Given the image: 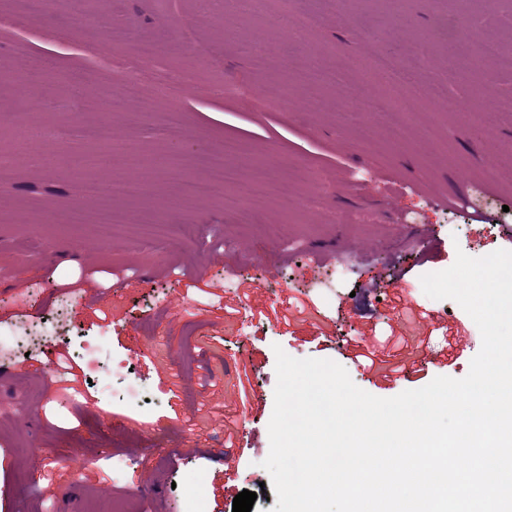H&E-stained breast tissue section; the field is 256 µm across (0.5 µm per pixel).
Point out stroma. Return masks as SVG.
I'll return each mask as SVG.
<instances>
[{
  "label": "stroma",
  "instance_id": "1",
  "mask_svg": "<svg viewBox=\"0 0 512 512\" xmlns=\"http://www.w3.org/2000/svg\"><path fill=\"white\" fill-rule=\"evenodd\" d=\"M84 0L73 12L54 0L40 20L0 27V60H42L36 82L0 75V331L21 318L51 323L61 287L83 298L66 341L97 342L104 362L131 359L125 385L106 388L78 365L73 389L48 384L46 368L14 362L0 378V512H232L234 497L255 492L251 512H272L277 496L262 463L270 450L275 347L291 357L330 359L353 383L388 398L433 378L464 377L481 334L453 300L423 292V274L449 268L457 252L480 258L512 250V10L476 0L466 24L473 39L500 53L476 108L481 134L467 129L464 98L437 44L454 0ZM317 22L290 61L280 59L298 16ZM126 30L113 45L107 31ZM410 57L415 111L388 109L362 131L356 96L383 97L358 61ZM321 67L332 81L313 82ZM177 67L185 83L136 107L123 84ZM406 68V67H405ZM80 71L81 85L69 76ZM294 91L268 104L283 85ZM445 87L439 104L428 90ZM110 121L122 152L85 126ZM405 127L404 141L389 137ZM239 150L233 159L249 204L227 203L215 188L204 201L187 192L206 179L197 159ZM24 164H16L17 156ZM147 178L131 198L106 195L128 177L127 157ZM499 161L491 185L482 173ZM479 188L485 205L462 209L457 193ZM82 207L161 216L186 227L174 241L113 235L72 225ZM278 228L268 237L250 208ZM350 214V229L336 218ZM38 288L14 301V275ZM465 343L448 352L445 339ZM405 342L403 371L384 375L359 357L387 337ZM145 388L146 405L125 386ZM79 449L83 464L61 466Z\"/></svg>",
  "mask_w": 512,
  "mask_h": 512
}]
</instances>
